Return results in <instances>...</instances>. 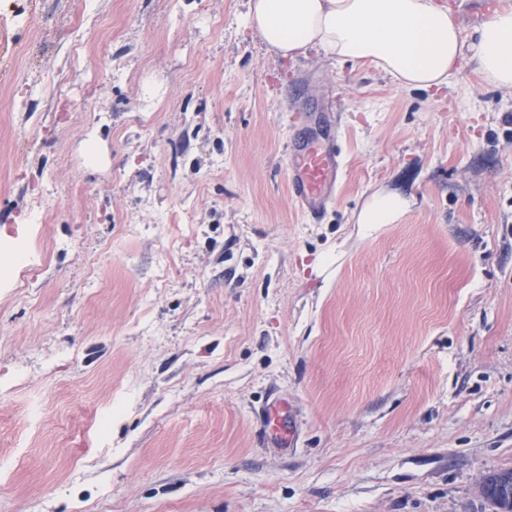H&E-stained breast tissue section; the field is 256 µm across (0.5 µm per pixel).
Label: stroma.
<instances>
[{
    "mask_svg": "<svg viewBox=\"0 0 512 512\" xmlns=\"http://www.w3.org/2000/svg\"><path fill=\"white\" fill-rule=\"evenodd\" d=\"M246 4L0 0V226L48 261L0 288V512H489L512 467V92L277 58ZM310 113L305 136L288 148V192L300 212L316 220L335 204L344 165L334 149L337 121ZM408 206V201L399 195L375 194L361 211L358 223L390 224ZM479 494L491 512H512V468L488 472L479 485Z\"/></svg>",
    "mask_w": 512,
    "mask_h": 512,
    "instance_id": "obj_1",
    "label": "stroma"
}]
</instances>
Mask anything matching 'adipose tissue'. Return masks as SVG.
Returning a JSON list of instances; mask_svg holds the SVG:
<instances>
[{"label":"adipose tissue","mask_w":512,"mask_h":512,"mask_svg":"<svg viewBox=\"0 0 512 512\" xmlns=\"http://www.w3.org/2000/svg\"><path fill=\"white\" fill-rule=\"evenodd\" d=\"M244 24L276 57L368 62L402 89L447 88L463 58L512 89L510 8L466 32L446 0H248Z\"/></svg>","instance_id":"adipose-tissue-1"}]
</instances>
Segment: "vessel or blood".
Wrapping results in <instances>:
<instances>
[{
  "mask_svg": "<svg viewBox=\"0 0 512 512\" xmlns=\"http://www.w3.org/2000/svg\"><path fill=\"white\" fill-rule=\"evenodd\" d=\"M304 137L288 148V192L307 218H320L335 204L344 165L334 144L338 125L321 114L307 118Z\"/></svg>",
  "mask_w": 512,
  "mask_h": 512,
  "instance_id": "vessel-or-blood-1",
  "label": "vessel or blood"
}]
</instances>
